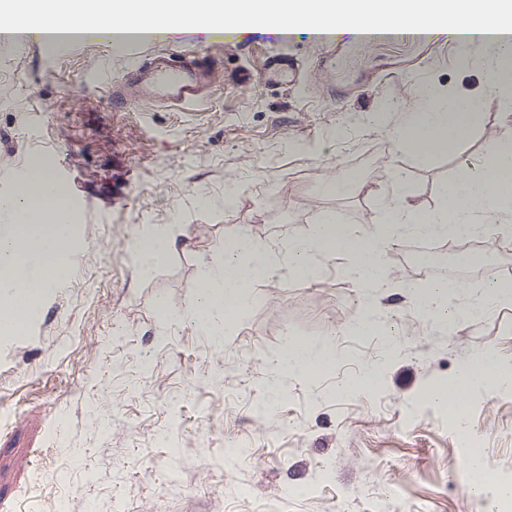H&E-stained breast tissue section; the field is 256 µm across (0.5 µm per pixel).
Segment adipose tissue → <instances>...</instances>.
Segmentation results:
<instances>
[{
  "mask_svg": "<svg viewBox=\"0 0 512 512\" xmlns=\"http://www.w3.org/2000/svg\"><path fill=\"white\" fill-rule=\"evenodd\" d=\"M112 13L152 29L159 37L187 23L203 29L221 20L243 30L256 20L279 17L320 29L340 15L349 16L360 27L409 17L424 29L447 18L463 27L459 51H468L478 39L494 46L497 63L486 76L485 90L512 98V43L497 36L500 29L512 25V0H206L201 12L191 0H113L99 9L97 32L109 34ZM160 16L165 19L161 25L156 22ZM477 109V98L445 99L434 88H420L413 112L395 134L396 143L428 160L447 149L450 133L462 136L472 128ZM61 194L46 171L40 170L23 175L16 195L0 202V210L10 216L9 223L0 225L1 314L11 313L21 303L37 305L49 276L66 273L71 224L57 206ZM436 198L435 207L426 209L411 202L402 186H394L373 231L341 224L335 213L328 212L308 236L292 240L282 253L238 234L226 246L221 261L205 263L185 316L220 339L232 321L248 311L254 284L275 280L282 270L308 277L320 261L340 254L346 259L347 277L356 287L376 295L388 285L385 256L400 235L460 237L483 234L491 223L512 227V143L491 141L484 168L440 185ZM176 235L174 225L155 224L135 242L141 277L151 276L173 252ZM332 357L329 343L292 339L271 357L270 365L279 380H306L325 369ZM490 381L500 391H512V370L484 352L464 365L453 380L431 387L426 396L436 405L452 406L460 418L468 393Z\"/></svg>",
  "mask_w": 512,
  "mask_h": 512,
  "instance_id": "adipose-tissue-1",
  "label": "adipose tissue"
}]
</instances>
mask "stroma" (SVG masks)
Wrapping results in <instances>:
<instances>
[{"mask_svg":"<svg viewBox=\"0 0 512 512\" xmlns=\"http://www.w3.org/2000/svg\"><path fill=\"white\" fill-rule=\"evenodd\" d=\"M278 33L274 19L190 27L119 51L62 49L18 25L0 35V200L48 164L78 228L65 277L0 343V512H512L494 491L512 475V395L470 392L460 425L425 396L477 352L512 362V299L477 321L432 322L404 287L413 269L387 260L378 313L402 343L374 385L336 390L380 358L378 335L350 341L332 371L284 381L272 403L265 357L294 338L348 341L366 306L344 257L253 288L223 343L184 316L204 262L238 232L284 246L327 211L373 229L388 173L431 208L439 184L482 168L487 128L512 137V102L483 91L493 53L478 41L460 57L456 23L421 37L349 23L332 43L305 25ZM162 50L209 55L218 79L204 101L114 109L106 82ZM274 56L295 81L268 82ZM421 86L479 98L476 130L426 161L391 141ZM364 178L375 194L358 190ZM229 183L241 194L228 208ZM150 224L186 234L143 279L131 243ZM465 433L483 445L482 492L469 488Z\"/></svg>","mask_w":512,"mask_h":512,"instance_id":"1","label":"stroma"}]
</instances>
